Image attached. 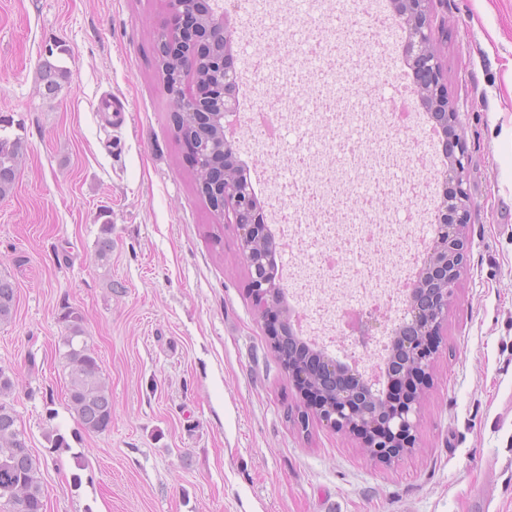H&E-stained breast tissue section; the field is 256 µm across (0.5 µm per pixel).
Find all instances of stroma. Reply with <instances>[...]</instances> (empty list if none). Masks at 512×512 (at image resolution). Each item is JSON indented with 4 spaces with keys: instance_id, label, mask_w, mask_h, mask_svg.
<instances>
[{
    "instance_id": "1",
    "label": "stroma",
    "mask_w": 512,
    "mask_h": 512,
    "mask_svg": "<svg viewBox=\"0 0 512 512\" xmlns=\"http://www.w3.org/2000/svg\"><path fill=\"white\" fill-rule=\"evenodd\" d=\"M448 95L476 204L422 402L394 463L303 418L248 294L235 225L195 185L161 86L165 0H0V117L23 158L0 197V274L17 291L0 367L46 512H512V0L437 6ZM396 25L369 42L345 98L402 82ZM67 72L55 93L44 64ZM314 126L286 121L277 158L240 145L260 201L295 172ZM112 252L97 258L103 225ZM79 311L112 393V424L79 432L59 355ZM67 449L53 450L52 431Z\"/></svg>"
}]
</instances>
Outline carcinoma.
<instances>
[{"mask_svg": "<svg viewBox=\"0 0 512 512\" xmlns=\"http://www.w3.org/2000/svg\"><path fill=\"white\" fill-rule=\"evenodd\" d=\"M177 136L183 142L200 147L213 136L205 123H177ZM23 155L21 142L0 135V197L11 192ZM16 306V288L0 276V325L12 321ZM65 336L62 354L68 369L67 409L80 428L99 433L112 424V397L103 377L101 362L87 336L84 316L73 310L62 313ZM14 383L0 368V506L10 512H42L44 502L40 463L27 448L18 416L7 398Z\"/></svg>", "mask_w": 512, "mask_h": 512, "instance_id": "obj_1", "label": "carcinoma"}]
</instances>
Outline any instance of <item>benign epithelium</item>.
I'll list each match as a JSON object with an SVG mask.
<instances>
[{"label": "benign epithelium", "instance_id": "obj_1", "mask_svg": "<svg viewBox=\"0 0 512 512\" xmlns=\"http://www.w3.org/2000/svg\"><path fill=\"white\" fill-rule=\"evenodd\" d=\"M444 0H390L392 16L406 33L403 56L413 75L409 95L426 113L444 146L441 170L428 177L426 198L433 205L429 228L412 235L411 245L424 241L420 267L407 277L402 289L400 316L375 305L358 312L348 326L355 340L368 344L377 337L391 338L388 354L368 367L353 355L342 362L320 353L319 365L299 364L293 369L296 385L306 411L334 430L359 440L373 459L391 463L405 450L416 447V428L425 395L429 369L448 318L454 290L460 277L466 250V229L475 203L465 184L468 154L459 134L460 115L448 97V81L441 59L442 38L448 32L446 19H436L433 4ZM174 24L157 37V58L179 57L183 70L176 92L170 95L175 111L194 120L200 114L216 123L236 120L232 135L216 137L212 146L200 150L193 162L201 182L212 180L210 160L224 155L221 196L224 206L220 220L234 224L239 234L241 255L250 275V294L258 315L266 320L279 309L276 327L269 336L295 334L286 306L282 278L274 276L271 265L281 243L270 236L263 207L253 192L251 180L238 154L241 142L238 91L243 79L233 49L237 27L229 16L238 14L240 3L227 0L203 8V0H167ZM307 48L296 53V64L305 68L312 60L353 46L326 37H304ZM209 62L211 75L203 78L198 63Z\"/></svg>", "mask_w": 512, "mask_h": 512}]
</instances>
